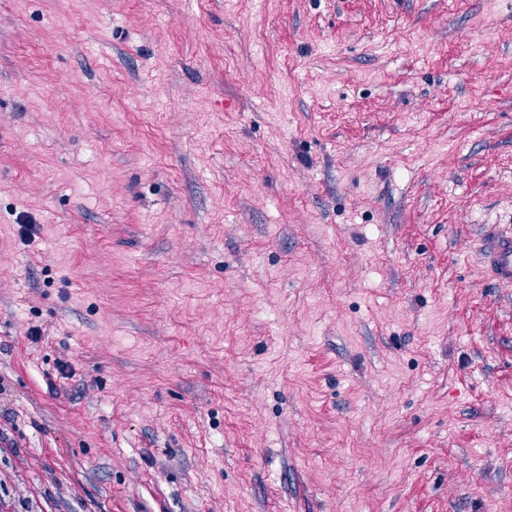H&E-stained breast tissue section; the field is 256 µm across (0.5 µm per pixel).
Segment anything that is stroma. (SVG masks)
Masks as SVG:
<instances>
[{"instance_id": "1", "label": "stroma", "mask_w": 512, "mask_h": 512, "mask_svg": "<svg viewBox=\"0 0 512 512\" xmlns=\"http://www.w3.org/2000/svg\"><path fill=\"white\" fill-rule=\"evenodd\" d=\"M512 0H0V512H512ZM482 251L492 275L501 282L512 283V229L487 230L482 239Z\"/></svg>"}]
</instances>
